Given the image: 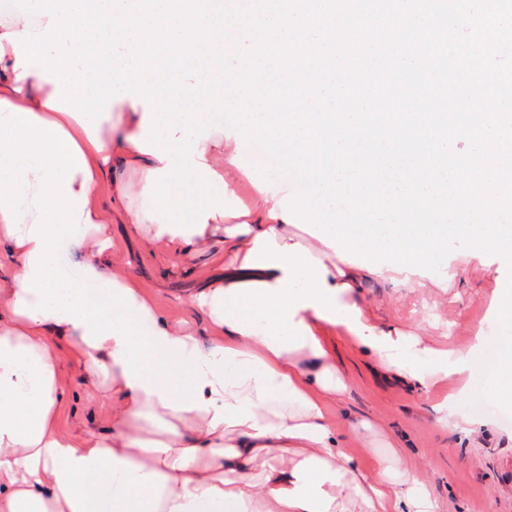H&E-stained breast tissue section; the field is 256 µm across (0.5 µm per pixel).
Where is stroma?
Masks as SVG:
<instances>
[{
	"label": "stroma",
	"instance_id": "1",
	"mask_svg": "<svg viewBox=\"0 0 512 512\" xmlns=\"http://www.w3.org/2000/svg\"><path fill=\"white\" fill-rule=\"evenodd\" d=\"M172 255L145 247L127 238L122 225L112 227V267L115 273L139 277L155 304L173 321H186L204 329L202 313L184 305L183 297L196 292L224 273V265L202 254L181 277L166 278ZM498 267L494 256L482 259L481 268L458 272L447 287L441 274L449 264L426 280L423 290L395 288L376 278L365 280L354 294L366 318L375 324H395L422 344L452 349L468 348L475 329L494 338L497 325L488 315L493 288L491 273ZM336 365L346 385L342 407H331L329 416L348 450L364 466L375 456L397 452L408 466L422 470L439 512H512V415L497 407L472 411L459 395V381L451 377L418 392L383 372L375 359L360 348L343 328L331 331ZM66 404L63 428L86 421L106 433L112 427V401L98 397L82 385L71 369L68 351H61ZM447 403L457 421L482 424L478 437L439 424L435 407ZM369 422L366 441L351 439L347 418Z\"/></svg>",
	"mask_w": 512,
	"mask_h": 512
}]
</instances>
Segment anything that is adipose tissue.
Returning <instances> with one entry per match:
<instances>
[{
  "instance_id": "1",
  "label": "adipose tissue",
  "mask_w": 512,
  "mask_h": 512,
  "mask_svg": "<svg viewBox=\"0 0 512 512\" xmlns=\"http://www.w3.org/2000/svg\"><path fill=\"white\" fill-rule=\"evenodd\" d=\"M0 7V512H434L424 473L344 448L327 415L345 386L327 339L341 326L381 366L428 390L470 369L485 348L421 346L395 326L370 324L353 293L371 273L324 244H305L281 215L285 185L226 225L224 278L192 294L212 337L172 323L134 275L112 270V227L168 251L177 269L203 233L161 230L144 200L163 162L136 145L143 104L112 102L88 139L47 102L54 83L15 71ZM207 169L230 179L259 148L233 136L200 140ZM74 245L79 277L60 265ZM378 278L421 289L424 278L383 267ZM86 389L112 399V429L60 426L59 351Z\"/></svg>"
}]
</instances>
